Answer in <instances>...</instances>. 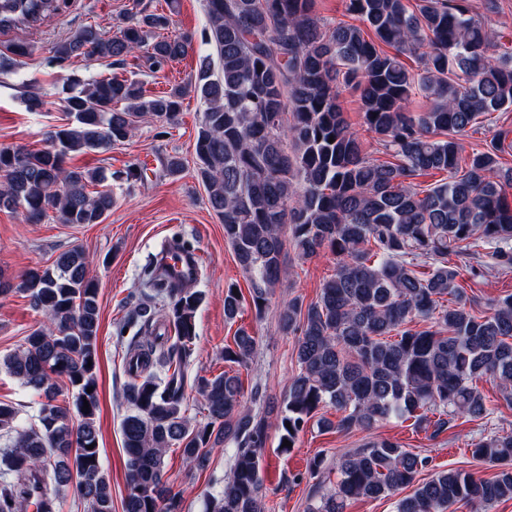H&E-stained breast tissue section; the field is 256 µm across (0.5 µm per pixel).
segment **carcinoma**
<instances>
[{"label":"carcinoma","instance_id":"cac0c4a2","mask_svg":"<svg viewBox=\"0 0 512 512\" xmlns=\"http://www.w3.org/2000/svg\"><path fill=\"white\" fill-rule=\"evenodd\" d=\"M207 27L195 89L204 103L196 140V176L211 209L224 223V239L251 280L260 314L286 275L283 228L304 259L323 250L336 257L334 274L308 305L294 298L280 313L284 329L299 334V371L272 423L291 445L308 421L330 408L350 432L380 420L413 421L436 439L463 418L490 414L478 383L496 384L512 404V293L479 310L464 274L480 267L512 272V152L509 130L459 168L460 136L480 116L512 109V51L499 55L491 34L469 14L467 0H346L361 24L321 23L314 0H203ZM60 0H0V30L35 26L58 11ZM171 17L146 8L122 19L113 35L89 24L53 47L56 66L101 58L117 69L141 54L157 73L183 58L194 35L151 39ZM34 47L17 41L0 59V71L26 87L23 72ZM422 64L413 75L402 60ZM217 59L219 74L210 73ZM359 92L366 131L390 148L395 161L368 156L350 131L337 99L341 86ZM61 103L72 121L46 133L48 146L32 151L0 146V208L32 223L100 224L112 209V190L94 191L104 172L66 166L73 153L104 150L128 140L136 118L160 122L180 112L183 90L148 97L142 83L117 76L69 74ZM415 94L430 106L414 115ZM429 170L448 177L426 191L413 179ZM490 248L476 250V241ZM488 257L490 263L481 261ZM92 260L80 248L65 250L50 266H33L14 284L0 277V298L19 288L44 322L0 368L36 397V421L0 402V432L14 436L0 457L12 478L0 483V512H19L39 487L40 512H54L52 488L77 486L90 512H112L96 424V360L100 306ZM153 293L118 323L134 330L127 346L122 423L129 492L124 512H181L164 479L173 447L203 468L213 449L232 447L231 475L209 498L205 512H264L262 456L269 423L244 401L239 371L198 375L205 422L186 415L185 369L197 337L200 293L172 285L156 261L144 268ZM243 296L224 289V319L240 314ZM430 326L413 329L414 321ZM174 335L158 334L161 322ZM255 334L239 327L224 346V362L246 367ZM72 405L58 401L60 384ZM92 392H87V389ZM77 415L68 428L63 419ZM94 445L89 450L87 446ZM472 458L496 468L490 478L463 469L418 482L428 457L382 439L341 457L336 482L308 512H346L362 499L392 498L395 512H447L456 503L486 512L512 500V433L471 444Z\"/></svg>","mask_w":512,"mask_h":512}]
</instances>
